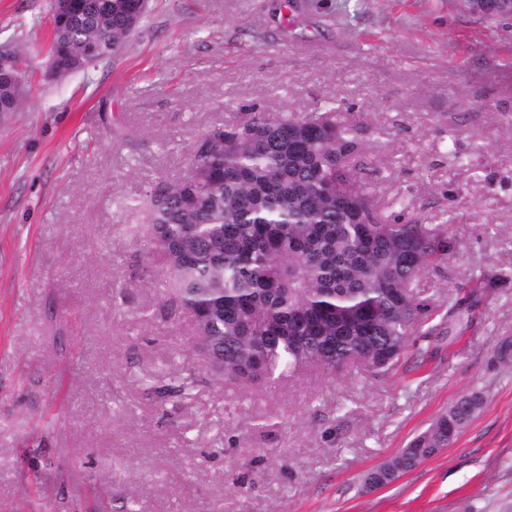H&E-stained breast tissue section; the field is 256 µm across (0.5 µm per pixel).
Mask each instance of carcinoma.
<instances>
[{"instance_id": "obj_1", "label": "carcinoma", "mask_w": 512, "mask_h": 512, "mask_svg": "<svg viewBox=\"0 0 512 512\" xmlns=\"http://www.w3.org/2000/svg\"><path fill=\"white\" fill-rule=\"evenodd\" d=\"M81 0L55 23L53 41L75 56L93 45L107 58L135 32V0ZM17 79L0 71V109ZM380 130L327 105L317 112H249L206 131L189 156L192 179L152 184L139 200L142 230L166 265L160 312H194L195 347L211 381H277L309 367L336 372L364 363L389 373L410 336H445L497 287L470 276L430 324L419 279L447 267L460 241L451 224L383 215L362 181ZM483 405L461 396L400 452L410 470L448 447Z\"/></svg>"}]
</instances>
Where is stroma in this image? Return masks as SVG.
<instances>
[{"mask_svg":"<svg viewBox=\"0 0 512 512\" xmlns=\"http://www.w3.org/2000/svg\"><path fill=\"white\" fill-rule=\"evenodd\" d=\"M151 0L126 49L50 75V0H0L26 93L0 116V512H512V17L454 0ZM333 103L386 132L366 177L389 215L456 224L439 305L485 268L473 324L400 366L275 383L144 384L204 371L190 316L159 312L163 260L115 197L184 175L200 136L251 108ZM452 443L392 484L363 478L461 395Z\"/></svg>","mask_w":512,"mask_h":512,"instance_id":"stroma-1","label":"stroma"}]
</instances>
